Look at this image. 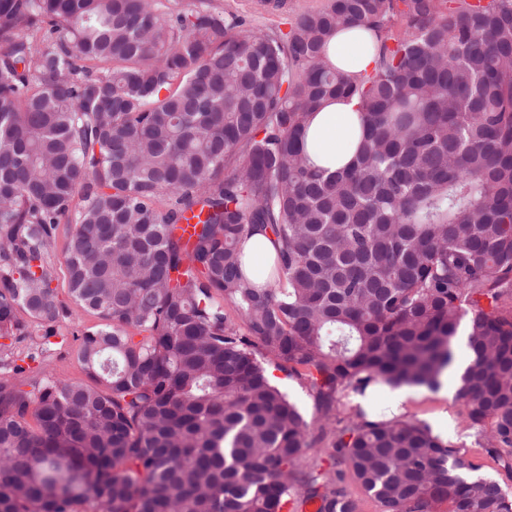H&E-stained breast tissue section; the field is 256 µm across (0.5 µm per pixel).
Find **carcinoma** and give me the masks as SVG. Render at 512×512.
<instances>
[{
    "label": "carcinoma",
    "mask_w": 512,
    "mask_h": 512,
    "mask_svg": "<svg viewBox=\"0 0 512 512\" xmlns=\"http://www.w3.org/2000/svg\"><path fill=\"white\" fill-rule=\"evenodd\" d=\"M341 25L380 38L356 82L323 64ZM337 95L362 141L327 172L300 144ZM60 269L101 319L89 384L47 370ZM462 330L455 401L503 477L421 421L336 419L438 388ZM0 338L34 363L0 359V512H358L347 472L383 512H512V0H328L286 33L212 0H0ZM244 248L245 252L258 255L263 260L272 259L276 253L274 237L268 231L249 230ZM272 373L277 379L275 384L281 391L288 395L291 401L296 403L304 419L309 424L310 432L312 435H315L319 426L321 413L317 409L316 403L310 395L309 390L299 380L288 377L286 373L282 371L272 369Z\"/></svg>",
    "instance_id": "obj_1"
}]
</instances>
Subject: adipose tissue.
I'll return each instance as SVG.
<instances>
[{
  "label": "adipose tissue",
  "instance_id": "adipose-tissue-1",
  "mask_svg": "<svg viewBox=\"0 0 512 512\" xmlns=\"http://www.w3.org/2000/svg\"><path fill=\"white\" fill-rule=\"evenodd\" d=\"M379 44L369 31L342 27L328 41L327 59L337 70L356 78L378 66ZM359 113L357 99L338 96L326 100L310 116L303 147L315 166L333 171L354 160Z\"/></svg>",
  "mask_w": 512,
  "mask_h": 512
}]
</instances>
